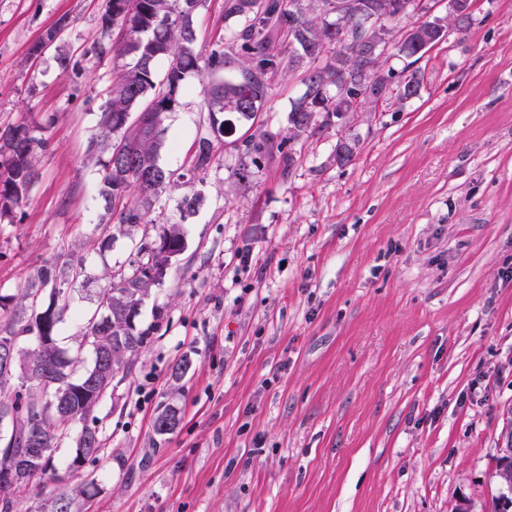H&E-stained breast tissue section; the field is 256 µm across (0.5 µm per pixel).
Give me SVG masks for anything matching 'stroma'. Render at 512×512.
I'll return each instance as SVG.
<instances>
[{
	"label": "stroma",
	"mask_w": 512,
	"mask_h": 512,
	"mask_svg": "<svg viewBox=\"0 0 512 512\" xmlns=\"http://www.w3.org/2000/svg\"><path fill=\"white\" fill-rule=\"evenodd\" d=\"M106 5L0 0V124L46 141L0 219V295L49 303L37 272L55 264L70 292L58 345L86 368L98 291L163 232L102 219L105 160L86 145L126 63ZM195 16L204 57L240 24L224 0ZM417 68L416 96L293 140L289 165L278 143L306 71L276 75L207 170L159 193L186 248L135 319L147 344L92 413L103 451L75 476L92 491L80 512H492L512 422V0H472L467 31L448 27ZM211 79H186L161 167L186 172L212 137ZM264 131L272 143L238 180L243 140ZM340 138L355 147L343 165ZM168 406L181 422L161 435Z\"/></svg>",
	"instance_id": "obj_1"
}]
</instances>
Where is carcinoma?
<instances>
[{
  "mask_svg": "<svg viewBox=\"0 0 512 512\" xmlns=\"http://www.w3.org/2000/svg\"><path fill=\"white\" fill-rule=\"evenodd\" d=\"M129 12V26L118 28L120 39L112 49L120 57L129 56L132 61L125 64L115 81L108 99L101 107L97 133L87 143L86 152L93 156L108 154L100 181V195L105 201L107 214L118 215L121 224H165L167 220L158 215L147 216L154 210L159 190L173 182V173L157 163L158 150L164 132V114L171 111L177 96L183 89L187 77L202 71L201 56L196 51V29L194 14L201 0H123ZM294 0H225L224 16L237 17L240 28L220 37L212 44L206 66L217 72L230 63L226 46L231 44L240 52L237 74L214 82L208 91L207 107L212 113L233 114L239 119L256 118L267 98L270 78L292 66L304 64L310 54L320 55L325 49L336 46L329 28L336 21L327 20L317 0L310 4L303 21L302 30L294 29L292 11ZM408 60L404 71L408 75L397 83V98L409 99L417 95L420 81L413 66L414 47L398 48ZM167 62L163 80H158L155 65ZM336 86V68H313L308 70L306 90L292 105L288 113V124L292 141L305 133L314 132L319 124L303 125L308 113H319L329 119L338 116L341 105L353 112H371L379 99L363 96L345 102L336 98L332 87ZM139 113L135 125H127L129 114ZM233 131L228 121L219 123L213 130L214 139L203 138L193 156L191 172L201 173L214 157V142ZM271 136L264 133L260 138L250 136L243 140L245 155L253 159L267 149ZM45 147V142L32 135L24 124L0 126V198L10 205L0 204V216L8 214L11 206L26 198L35 179L33 159ZM185 249L184 233L179 224H171L164 230L159 241L141 248L147 261L154 265L168 266L173 253L181 254ZM145 266L139 262L131 275L111 283L107 291L110 296V315L105 327L112 336L124 337L118 347L107 343L104 353L115 371L125 368L130 359L143 347L150 329L141 330L124 319L128 305L126 295L136 292L146 296L151 284L137 277ZM43 286L53 285L48 308L53 310L49 326H43L40 316L33 313L36 295L27 290L11 297L13 308L10 320L0 328L7 336L33 335L35 339L47 337L36 343L30 351L15 350L13 361L40 364L58 382V394H49L54 405L46 410L39 421H28L13 434V453L23 454L26 435L46 437L52 450L41 460L35 461L23 473L16 485L13 497L0 499V512H19L20 493L33 485L43 489L48 481L57 479L59 470H70V464L58 458V441L75 426L80 431L75 438V456L83 461H94L102 449L100 434H91L86 425L98 401L87 397L85 385L93 378L112 382V374L100 375L90 367L77 372L81 363L79 354H69L57 345L58 323L69 307V296L63 288L56 287L57 272L53 264L43 266L37 273ZM88 487L76 485L71 493L44 500L35 512H78L79 499L89 497Z\"/></svg>",
  "mask_w": 512,
  "mask_h": 512,
  "instance_id": "carcinoma-1",
  "label": "carcinoma"
}]
</instances>
